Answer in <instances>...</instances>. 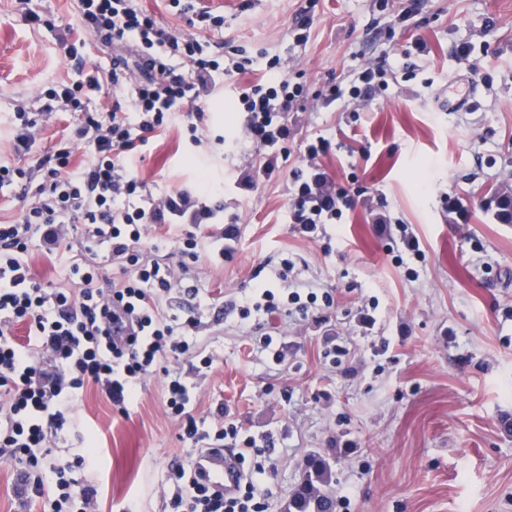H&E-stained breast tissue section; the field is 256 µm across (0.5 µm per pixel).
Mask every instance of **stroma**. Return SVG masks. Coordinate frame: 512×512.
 <instances>
[{"label":"stroma","mask_w":512,"mask_h":512,"mask_svg":"<svg viewBox=\"0 0 512 512\" xmlns=\"http://www.w3.org/2000/svg\"><path fill=\"white\" fill-rule=\"evenodd\" d=\"M224 17L210 41L233 37L251 53L279 55L303 81V111L288 115V158L271 179L253 178V147L240 138L242 113L226 91L213 96L207 144L190 156L186 127L173 126L132 160L152 193H198V167L225 179L223 224L198 235L224 239V257L202 253L194 269L205 290L195 308L200 347L175 365L196 386L193 414L218 425V409L272 447L261 481L262 512H283L310 456L329 462L334 512H512V224L483 210L487 188L512 192V0H426L416 25L398 20L399 0H196ZM313 24L306 45L289 35L302 7ZM41 18L25 21V12ZM83 43L87 64L110 68L113 52L85 31L78 0H0V165L29 171L63 136L65 121L40 114L41 93L82 78L64 43ZM388 56L407 75L390 81L362 112L321 109L316 93L365 60ZM468 95L469 104L449 110ZM37 116L41 136L14 152L15 113ZM339 137L323 164L336 181L357 177L362 201L315 237L289 219L287 179L307 139ZM402 221L423 260L400 264L379 221ZM299 280L330 291L332 307L260 320L280 339L282 361L254 353L237 309L270 281L281 259ZM416 277H409V270ZM348 342L341 364L323 355ZM73 430L52 436L50 461L81 454L80 430L98 452L76 476L96 485L103 512H171L158 492L172 465L193 459L166 407L163 376L138 388L120 411L92 383L80 390Z\"/></svg>","instance_id":"obj_1"}]
</instances>
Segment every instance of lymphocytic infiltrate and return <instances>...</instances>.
I'll list each match as a JSON object with an SVG mask.
<instances>
[{"mask_svg":"<svg viewBox=\"0 0 512 512\" xmlns=\"http://www.w3.org/2000/svg\"><path fill=\"white\" fill-rule=\"evenodd\" d=\"M167 2L175 14L186 16L192 34L161 27L136 0H79L83 27L106 45L132 47L140 77L131 80L132 70L120 57L107 71L90 66L80 88L61 84L42 93V113H78L74 136L93 146V158L71 167L70 144L57 143L41 159L42 182L21 221L0 224V459L17 463L13 491L20 502L42 500L51 512H100L97 489L66 476L86 467L85 457L50 473L41 469L49 435L72 422L78 391L94 383L114 406L127 409L138 386L164 372V359L191 349L188 337L199 320L182 317L175 303L202 294L189 274L190 263L199 259L201 238L191 232L179 238L165 232L151 235L148 227L224 221L222 207L197 206L189 193L153 196L130 171L128 159L174 124L186 125L190 144L199 146L210 97L253 68L257 79L235 89L237 109L246 115L240 135L255 148L257 174L271 176L291 134L288 115L306 97L305 86L282 73L278 55L264 52L254 59L234 39L220 44L206 40L205 32L223 28V15L194 7L191 0ZM392 73L385 60L364 61L345 84L327 83L320 94L322 106L364 111ZM129 82L134 91L127 111L116 101L111 110L92 112L77 96L81 90L93 96ZM332 150L329 138L316 136L305 147V171L292 175L290 219L309 231L336 223L355 204L350 189L333 182L323 166V157ZM73 222L84 224L83 248L98 261L72 262L67 287H42L30 273L29 247L36 243L55 255L70 253L66 226ZM172 249L182 257L175 267L164 257ZM104 264L119 271L105 287L100 284ZM293 270L292 261L281 260L276 289H261L252 305L241 307L240 320L280 310L301 314L311 304H331L326 291L301 296ZM22 321L28 334L21 344L11 328ZM165 374L167 408L181 420V438L194 453L223 447L229 440L242 443L235 455L241 471L234 491L206 482L197 464L176 465L173 512H258V477L265 472L262 447L254 437H241L232 420L213 432L200 429L192 414V384L180 373Z\"/></svg>","mask_w":512,"mask_h":512,"instance_id":"obj_1","label":"lymphocytic infiltrate"}]
</instances>
